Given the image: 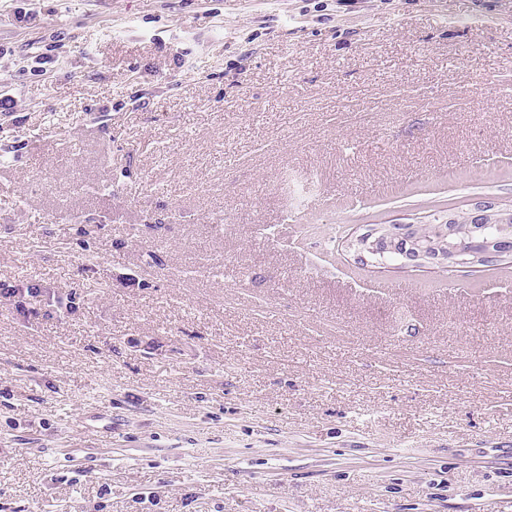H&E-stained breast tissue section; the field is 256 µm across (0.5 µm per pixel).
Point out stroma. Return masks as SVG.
Returning <instances> with one entry per match:
<instances>
[{
    "mask_svg": "<svg viewBox=\"0 0 512 512\" xmlns=\"http://www.w3.org/2000/svg\"><path fill=\"white\" fill-rule=\"evenodd\" d=\"M35 21L16 25L18 9ZM512 0H0V512H512ZM496 203L485 201L477 203L468 213L470 215L468 224L478 233L479 240L465 244L458 241L455 237V223L457 220L460 225L457 237L466 243L470 242L475 236L469 227L465 224L466 214L448 215V224H441L440 219H434L439 224H414L416 234L423 242L433 240L440 236L447 226V230L440 238V242L435 245L422 246L413 234V227L404 225L401 230H396L390 224H373L363 233L356 237L352 246L356 252V259L361 263H368L370 260L378 261L387 253H398L386 256L381 262L396 263L400 262V255L404 257V262L415 264L417 266H452L464 267L474 263H481L488 255L495 254L491 250V245L498 239V230L503 224L500 232L501 239L512 241V210L511 218L508 222L500 224L495 220H490L492 211H496ZM510 229V230H509Z\"/></svg>",
    "mask_w": 512,
    "mask_h": 512,
    "instance_id": "obj_1",
    "label": "stroma"
}]
</instances>
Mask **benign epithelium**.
<instances>
[{
    "label": "benign epithelium",
    "instance_id": "benign-epithelium-1",
    "mask_svg": "<svg viewBox=\"0 0 512 512\" xmlns=\"http://www.w3.org/2000/svg\"><path fill=\"white\" fill-rule=\"evenodd\" d=\"M496 204L485 201L469 211V224L478 233L479 240L465 244L454 237V215L448 216V231L435 245L423 246L413 234V228L404 226L397 230L390 224H373L356 237L352 246L356 259L361 263L379 261L387 253H398L404 262L417 266L464 267L485 260L492 254L491 245L498 239L502 224L490 218Z\"/></svg>",
    "mask_w": 512,
    "mask_h": 512
}]
</instances>
